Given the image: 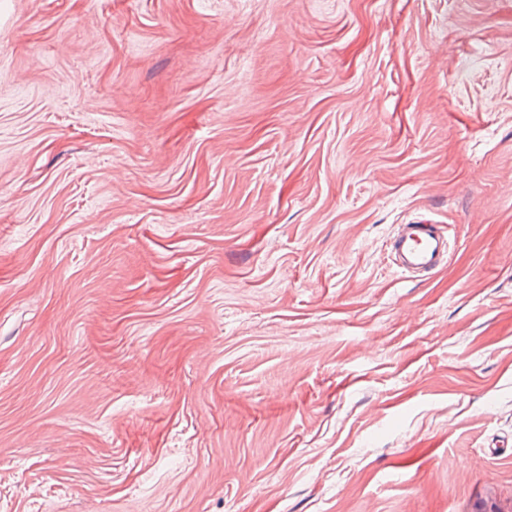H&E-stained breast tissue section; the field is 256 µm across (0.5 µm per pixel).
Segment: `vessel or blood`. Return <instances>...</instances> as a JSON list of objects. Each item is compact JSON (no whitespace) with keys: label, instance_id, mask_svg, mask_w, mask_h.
Wrapping results in <instances>:
<instances>
[{"label":"vessel or blood","instance_id":"b4317fda","mask_svg":"<svg viewBox=\"0 0 512 512\" xmlns=\"http://www.w3.org/2000/svg\"><path fill=\"white\" fill-rule=\"evenodd\" d=\"M389 247L402 271L424 276L437 271L448 258L449 236L434 224H403Z\"/></svg>","mask_w":512,"mask_h":512}]
</instances>
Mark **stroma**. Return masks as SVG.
<instances>
[{
  "label": "stroma",
  "instance_id": "obj_1",
  "mask_svg": "<svg viewBox=\"0 0 512 512\" xmlns=\"http://www.w3.org/2000/svg\"><path fill=\"white\" fill-rule=\"evenodd\" d=\"M490 494L512 0H0V512ZM389 247L402 271L424 276L437 271L449 258V235L436 224H400Z\"/></svg>",
  "mask_w": 512,
  "mask_h": 512
}]
</instances>
